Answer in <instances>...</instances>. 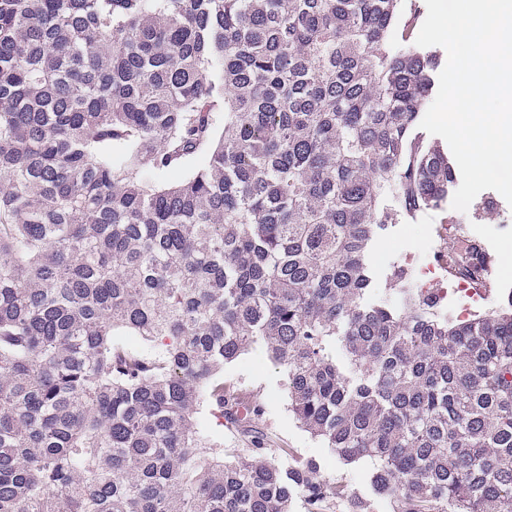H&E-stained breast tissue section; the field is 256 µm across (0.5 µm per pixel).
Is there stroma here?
Masks as SVG:
<instances>
[{
	"label": "stroma",
	"instance_id": "stroma-1",
	"mask_svg": "<svg viewBox=\"0 0 512 512\" xmlns=\"http://www.w3.org/2000/svg\"><path fill=\"white\" fill-rule=\"evenodd\" d=\"M438 213L431 212L417 224H399L380 240L375 253L376 260L397 253L409 246H421L425 227L437 223ZM475 230L484 244L498 259L500 276L504 282L498 298H505L512 290V235L498 233L496 225L479 224ZM225 382L234 384L246 400L259 404L261 416L254 425L267 439L272 448H286L295 461L317 459L321 464L323 479L349 486L354 499L362 502L368 512H391V502L378 495L370 483L371 465L366 461L346 463L333 449L324 447L296 420L291 411L288 390L282 368L259 349H253L224 366Z\"/></svg>",
	"mask_w": 512,
	"mask_h": 512
}]
</instances>
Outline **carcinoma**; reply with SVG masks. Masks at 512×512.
<instances>
[{
	"label": "carcinoma",
	"mask_w": 512,
	"mask_h": 512,
	"mask_svg": "<svg viewBox=\"0 0 512 512\" xmlns=\"http://www.w3.org/2000/svg\"><path fill=\"white\" fill-rule=\"evenodd\" d=\"M420 0H0V512H326L346 486L257 438L252 348L392 512H512V297L473 320L375 278L460 173L419 127ZM206 162L149 188L146 174ZM387 284L382 293L373 290ZM121 336L155 345L130 349ZM438 212H430L417 224H397L380 240L375 258L381 269H389L384 258L396 254L402 249L415 246L420 248L424 242L425 224H437ZM197 422L199 428L208 436L210 443L215 448H251L247 437L228 430L219 423L213 410L206 403H201L199 407Z\"/></svg>",
	"instance_id": "cac0c4a2"
}]
</instances>
